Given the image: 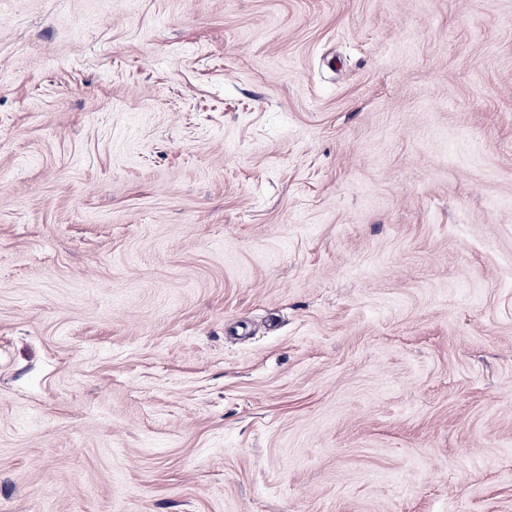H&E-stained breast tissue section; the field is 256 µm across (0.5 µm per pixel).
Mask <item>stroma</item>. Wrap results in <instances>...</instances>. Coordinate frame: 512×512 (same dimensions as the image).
<instances>
[{
  "label": "stroma",
  "mask_w": 512,
  "mask_h": 512,
  "mask_svg": "<svg viewBox=\"0 0 512 512\" xmlns=\"http://www.w3.org/2000/svg\"><path fill=\"white\" fill-rule=\"evenodd\" d=\"M0 512H512V0H0Z\"/></svg>",
  "instance_id": "obj_1"
}]
</instances>
